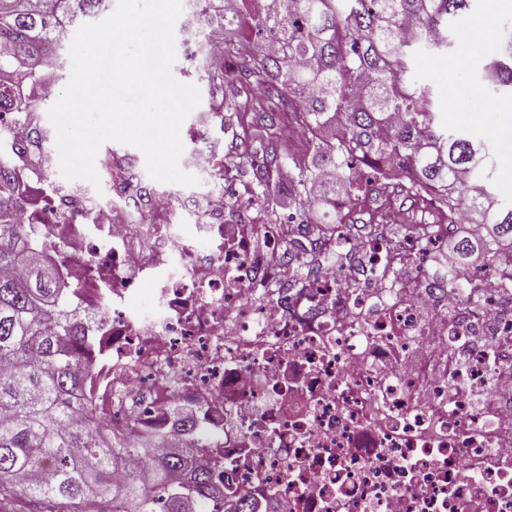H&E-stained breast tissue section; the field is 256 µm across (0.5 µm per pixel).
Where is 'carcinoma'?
I'll use <instances>...</instances> for the list:
<instances>
[{
  "label": "carcinoma",
  "mask_w": 512,
  "mask_h": 512,
  "mask_svg": "<svg viewBox=\"0 0 512 512\" xmlns=\"http://www.w3.org/2000/svg\"><path fill=\"white\" fill-rule=\"evenodd\" d=\"M109 0H0V109L33 121L31 90L41 85V48L62 50L71 28L108 7ZM192 0L189 24L241 28L224 44L245 84L221 99L216 112H250L264 128L300 122L311 153L293 163L302 208H324L322 224H344L340 211L366 196L375 172L389 161L401 191L439 202L456 264L480 245L486 269L512 251V206L491 191L488 152L459 134L434 110L433 91L412 79L418 55L450 45L449 23L471 15L473 0H288L270 10L265 0ZM487 72L504 100L512 98V36L502 40ZM272 147L252 160L257 194L279 168ZM0 159V512H255L235 497L217 472L193 467L203 440L186 435L122 442L76 409L96 364L97 320L82 315L77 289L65 282L36 243L37 226L16 224L21 199L9 187ZM132 455L151 458L143 474L121 479Z\"/></svg>",
  "instance_id": "1"
}]
</instances>
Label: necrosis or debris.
Instances as JSON below:
<instances>
[{
	"instance_id": "1",
	"label": "necrosis or debris",
	"mask_w": 512,
	"mask_h": 512,
	"mask_svg": "<svg viewBox=\"0 0 512 512\" xmlns=\"http://www.w3.org/2000/svg\"><path fill=\"white\" fill-rule=\"evenodd\" d=\"M54 165L15 172L19 218L101 318L97 421L130 441L207 430L260 512H512V255L467 301L416 274L448 236L434 223L292 285L283 243L308 260V227L224 222L219 188L185 224L168 192L130 194L121 157H95L105 196Z\"/></svg>"
}]
</instances>
